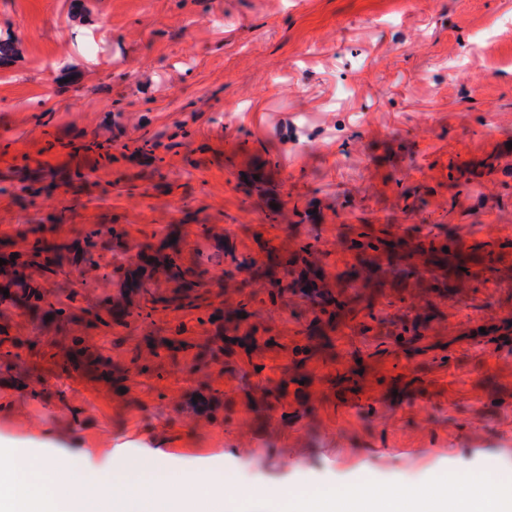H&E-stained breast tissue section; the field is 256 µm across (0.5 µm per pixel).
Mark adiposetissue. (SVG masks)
<instances>
[{"label": "adipose tissue", "mask_w": 512, "mask_h": 512, "mask_svg": "<svg viewBox=\"0 0 512 512\" xmlns=\"http://www.w3.org/2000/svg\"><path fill=\"white\" fill-rule=\"evenodd\" d=\"M297 501L304 502L308 512H512V482L477 472L407 491L372 485L295 487L279 494L276 508L291 512Z\"/></svg>", "instance_id": "ef3b65f1"}]
</instances>
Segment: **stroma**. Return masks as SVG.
<instances>
[{
  "instance_id": "35a3bbf8",
  "label": "stroma",
  "mask_w": 512,
  "mask_h": 512,
  "mask_svg": "<svg viewBox=\"0 0 512 512\" xmlns=\"http://www.w3.org/2000/svg\"><path fill=\"white\" fill-rule=\"evenodd\" d=\"M488 37L492 59L477 47ZM0 39V239L37 224L66 242L126 230L98 267L73 268L63 329L0 312L26 341L23 370L0 366L1 438L95 469L120 448H160L268 495L512 477V0H0ZM257 168L264 195L246 183ZM201 224L252 255L255 232L278 243L316 229L333 274L353 261L349 226L437 224L496 245V271L474 262L468 295L431 294L445 327L402 348L407 312L385 290L386 323L365 336L337 324L302 384L285 371L306 317L292 296L272 310L278 347L198 369L189 351L147 354L180 324L206 343L216 327L196 315L81 320L125 298L113 254L175 232L193 257ZM483 324L496 332L476 335ZM72 336L124 366L142 352L146 370L104 377L70 360ZM267 382L285 390L261 418ZM215 390V409L197 412L194 395Z\"/></svg>"
}]
</instances>
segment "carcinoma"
Segmentation results:
<instances>
[{
    "label": "carcinoma",
    "mask_w": 512,
    "mask_h": 512,
    "mask_svg": "<svg viewBox=\"0 0 512 512\" xmlns=\"http://www.w3.org/2000/svg\"><path fill=\"white\" fill-rule=\"evenodd\" d=\"M33 238H25L15 250L0 252V258L6 264L0 266V306L16 307L32 316H50L64 323L69 319L66 309L56 293L49 288V282L63 271V258L70 255V263L88 267L99 266L97 250L108 239L120 240L126 235L119 224L110 226L94 225L78 232V239L71 244H59L44 236V228L39 226L30 230ZM259 253L265 260L253 255L236 254L229 246L215 251L209 247L211 229L200 225L197 233L196 259L187 264L178 243L167 236L157 244L149 254L136 252L122 259L112 261L111 276L128 293L138 296V301L123 309L121 316L134 321L146 320L158 310L191 311L198 310L205 301V289L217 284L224 288L228 296L224 303V323L233 326L231 336H221L219 341L200 347L198 358H207L218 362L224 356H231L235 348L243 346L251 350L257 345L256 334L263 331L267 337L264 345H278L273 331V317H268L266 325L258 328L248 323L253 316L252 307L266 302L276 305L282 297L291 293L299 296L305 303L313 319L303 330L309 340L321 338L318 324L322 321L331 324L339 315H349L356 319L364 313L365 321L359 323L362 333L370 332L374 326L385 322L384 317L374 310L371 300H363L354 292L356 288L377 289L385 286L380 266L374 261V254L382 252L390 263L400 268L402 280L398 288L406 287L404 279H420L423 273L412 263L414 257L447 274L435 275L431 287L437 291H450L464 295L472 287L473 275L467 270V259L475 258L481 249L479 245H464L448 234L428 231L416 236H399L391 227L374 229L362 224L350 230L343 237L342 245L355 256L356 263L346 272L328 281L325 271L327 253L319 248V235L310 233L306 238H294L286 250H279L270 241L263 239L260 232L254 234ZM448 251H443V248ZM229 263L235 270L245 274L238 280L229 275L224 283L214 275L213 270ZM158 276L174 283L170 292L155 290ZM18 288L20 292L3 295V290ZM404 300L408 308L423 315V322L414 321L411 326L403 327L404 332L416 333L420 324H440L443 317L432 312V304L426 296L408 293ZM185 326L180 324L174 334L164 337L150 346V353L157 359L173 358L180 352L193 348L189 342L181 339ZM23 344L19 337L10 335L9 326L0 325V362L9 366L19 360V350ZM259 403L266 410H274L282 397V388L257 386Z\"/></svg>",
    "instance_id": "carcinoma-1"
}]
</instances>
